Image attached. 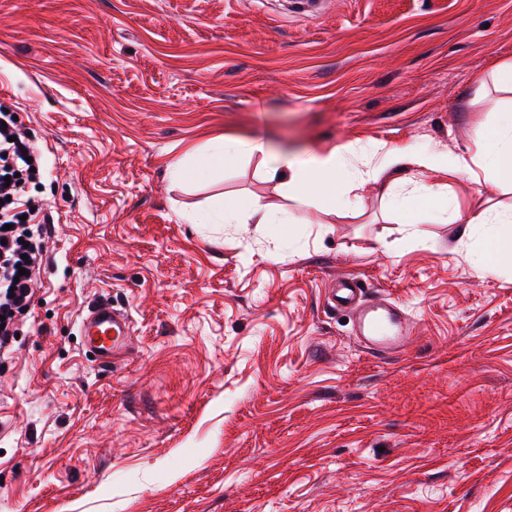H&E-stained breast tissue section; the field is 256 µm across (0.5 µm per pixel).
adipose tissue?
I'll return each instance as SVG.
<instances>
[{
    "label": "adipose tissue",
    "mask_w": 512,
    "mask_h": 512,
    "mask_svg": "<svg viewBox=\"0 0 512 512\" xmlns=\"http://www.w3.org/2000/svg\"><path fill=\"white\" fill-rule=\"evenodd\" d=\"M363 150L376 157L377 165L364 172H347L349 153ZM259 157L265 160V176L278 181L288 198L299 206L322 209L336 204L344 210L357 209L358 191L369 182H381L396 173L402 166L413 167L419 175L409 194L399 200L400 208L419 212L435 221H453L467 225L468 229L482 232L484 248L482 262L498 267H512V235L494 232L497 224H512V211L490 213L486 210L461 211L453 201H432L428 175L448 177L472 174L474 169L494 175L497 180L512 183V113H502L498 124L492 128H478L471 137L470 156L451 157L432 149L389 147L374 142L355 147L346 144L330 149L321 148L304 156L281 154L271 157L265 140L225 137L215 141L201 153L196 171L206 172L218 165H230L240 157ZM222 220L227 224L249 221L253 224H286L287 211L261 204L256 199L225 198Z\"/></svg>",
    "instance_id": "ef3b65f1"
}]
</instances>
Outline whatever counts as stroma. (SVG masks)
Segmentation results:
<instances>
[{"instance_id":"stroma-1","label":"stroma","mask_w":512,"mask_h":512,"mask_svg":"<svg viewBox=\"0 0 512 512\" xmlns=\"http://www.w3.org/2000/svg\"><path fill=\"white\" fill-rule=\"evenodd\" d=\"M512 0H0V107L41 150L43 289L0 370V512H512V271L480 235L419 224L369 183L297 208L259 158L186 182L224 136L301 154L347 142L463 153L512 110ZM462 210L512 186L430 176ZM291 224H193L224 197ZM404 307L369 355L336 278ZM131 319L111 365L80 320ZM281 11L278 14L293 15L304 19H316L323 15L329 5L328 0H277ZM287 3L288 5H286Z\"/></svg>"}]
</instances>
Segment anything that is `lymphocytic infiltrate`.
Here are the masks:
<instances>
[{"instance_id": "f902f5d3", "label": "lymphocytic infiltrate", "mask_w": 512, "mask_h": 512, "mask_svg": "<svg viewBox=\"0 0 512 512\" xmlns=\"http://www.w3.org/2000/svg\"><path fill=\"white\" fill-rule=\"evenodd\" d=\"M42 154L22 136L12 113L0 110V353L15 339V318L31 311L42 288L39 270L49 226L28 186Z\"/></svg>"}]
</instances>
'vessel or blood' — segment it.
<instances>
[{
	"label": "vessel or blood",
	"instance_id": "b4317fda",
	"mask_svg": "<svg viewBox=\"0 0 512 512\" xmlns=\"http://www.w3.org/2000/svg\"><path fill=\"white\" fill-rule=\"evenodd\" d=\"M329 0H288L281 5L282 14L304 19L323 15ZM333 307L352 310L356 315L355 335L370 355L387 359L401 353L410 343V318L404 310L384 298L374 297L359 281L343 278L329 293ZM131 321L123 310L103 304L83 317L81 333L86 347L100 364H111L128 342Z\"/></svg>",
	"mask_w": 512,
	"mask_h": 512
}]
</instances>
